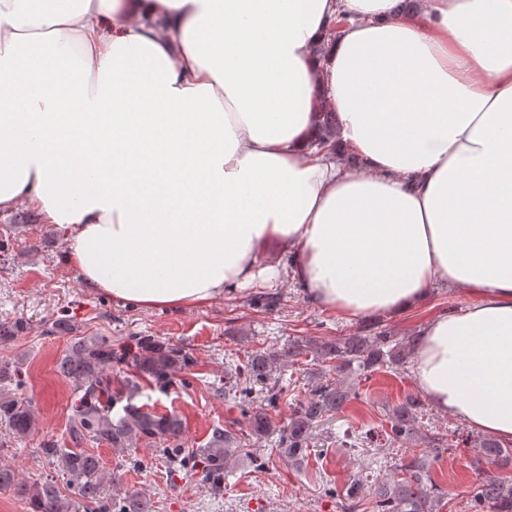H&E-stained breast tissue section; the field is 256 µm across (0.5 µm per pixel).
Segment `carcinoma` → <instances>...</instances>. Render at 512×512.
I'll return each mask as SVG.
<instances>
[{
  "label": "carcinoma",
  "instance_id": "cac0c4a2",
  "mask_svg": "<svg viewBox=\"0 0 512 512\" xmlns=\"http://www.w3.org/2000/svg\"><path fill=\"white\" fill-rule=\"evenodd\" d=\"M336 129V113L323 111L319 116L317 145L323 147ZM26 329L21 320L0 322V344L13 343ZM419 337L398 338L390 335L377 322H369L352 333L327 339H301L288 350H254L246 361L227 374L224 393L238 394L248 435L256 440L278 436V455L288 464L301 467L309 452L316 428L330 417L343 412L359 397L361 381L386 368L401 371L415 353ZM312 357L320 370L308 395L291 404L288 421L273 423L266 408L276 407L286 388L274 386L262 396L264 405L255 407L250 384L269 381L287 364L299 357ZM126 364L137 375L161 390L173 385L178 368L194 364L193 358L179 347L153 336H139L132 350L112 348L107 336H82L71 342L59 361L58 371L73 383L69 437L73 448H59L55 441L43 442V452L56 460L57 471L66 477L88 512H155L150 498L129 493L119 500L103 497L109 477L99 455L84 448L87 442L127 448L142 440L168 444L167 453L175 459L181 449L184 431L177 414H157L135 403L139 383L127 380L112 388V365ZM19 363L0 361V421L19 438L35 430L36 419L31 400L22 392ZM424 404L409 396L391 407L384 431L386 444L401 447L421 440L426 447L403 457L393 475L375 483L372 499L364 504L356 499V486L348 488L342 504L343 512H443L445 491L435 483L431 470L450 447L448 431L439 428L422 431ZM479 453L471 462L477 481L470 495L469 512H512V478L494 473L491 468H512V449L491 437L476 439ZM206 480L221 491L224 467L239 459H253L232 427L217 428L207 448ZM10 489L28 503L31 512H78L75 501L65 497L56 480L28 484L18 479L14 470L0 465V490Z\"/></svg>",
  "mask_w": 512,
  "mask_h": 512
}]
</instances>
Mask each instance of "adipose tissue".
I'll return each mask as SVG.
<instances>
[{"mask_svg": "<svg viewBox=\"0 0 512 512\" xmlns=\"http://www.w3.org/2000/svg\"><path fill=\"white\" fill-rule=\"evenodd\" d=\"M395 3L0 0V213L144 309L291 279L351 320L464 289L414 379L512 441V0Z\"/></svg>", "mask_w": 512, "mask_h": 512, "instance_id": "1", "label": "adipose tissue"}]
</instances>
